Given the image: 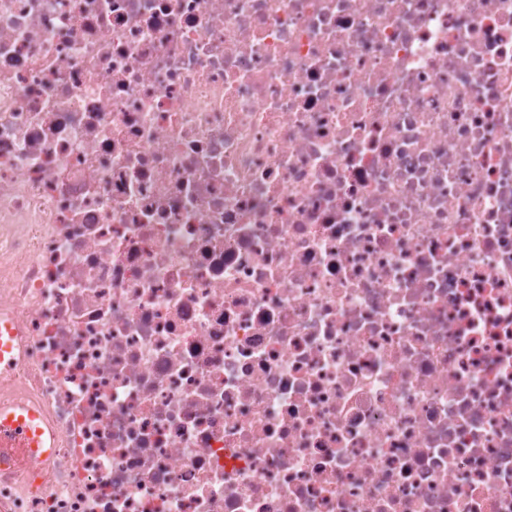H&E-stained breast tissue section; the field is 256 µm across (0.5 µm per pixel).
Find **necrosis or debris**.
Masks as SVG:
<instances>
[{"label":"necrosis or debris","instance_id":"necrosis-or-debris-1","mask_svg":"<svg viewBox=\"0 0 512 512\" xmlns=\"http://www.w3.org/2000/svg\"><path fill=\"white\" fill-rule=\"evenodd\" d=\"M0 512H512V0H0ZM15 331L13 324L8 318H0V373L5 374L10 371L13 361L12 339ZM39 419L37 413L20 408H0V439H14L21 442L27 448L34 459L41 461L46 459L51 449L55 447L56 437L52 432L47 434L36 425ZM49 445H46L48 444ZM48 448V449H44Z\"/></svg>","mask_w":512,"mask_h":512}]
</instances>
